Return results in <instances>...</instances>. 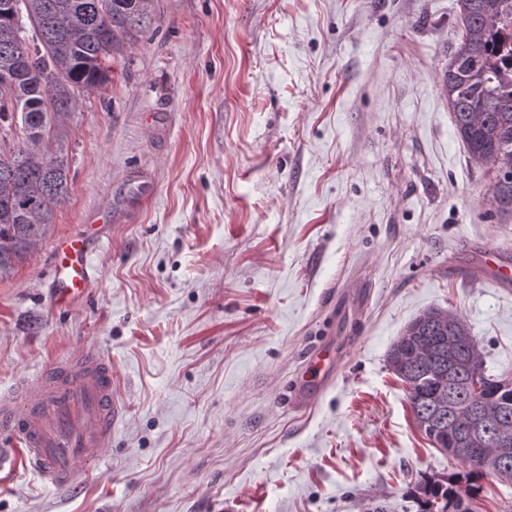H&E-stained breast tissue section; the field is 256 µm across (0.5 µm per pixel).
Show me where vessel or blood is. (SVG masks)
Returning <instances> with one entry per match:
<instances>
[{
  "instance_id": "obj_1",
  "label": "vessel or blood",
  "mask_w": 512,
  "mask_h": 512,
  "mask_svg": "<svg viewBox=\"0 0 512 512\" xmlns=\"http://www.w3.org/2000/svg\"><path fill=\"white\" fill-rule=\"evenodd\" d=\"M50 284L53 307L82 302L94 272L89 240L60 239L54 248ZM488 250L483 267L500 286L512 284V264ZM121 408L112 398V366L101 355L82 351L56 360L34 382L0 395V450L19 458L43 482L60 491L77 483V464H98L112 443V424Z\"/></svg>"
}]
</instances>
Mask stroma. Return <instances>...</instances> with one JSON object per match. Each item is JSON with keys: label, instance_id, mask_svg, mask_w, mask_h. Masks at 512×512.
Instances as JSON below:
<instances>
[{"label": "stroma", "instance_id": "1", "mask_svg": "<svg viewBox=\"0 0 512 512\" xmlns=\"http://www.w3.org/2000/svg\"><path fill=\"white\" fill-rule=\"evenodd\" d=\"M112 82L67 121L69 199L0 278V392L82 350L122 414L60 493L0 466V512H417L460 476L416 429L390 344L462 314L512 379V220L458 141L442 76L455 0H154ZM91 234L86 299L49 305L52 252ZM327 345L331 378L305 385ZM500 252L497 249H489L483 256V267L493 275L497 285L509 286L512 284V264H500Z\"/></svg>", "mask_w": 512, "mask_h": 512}]
</instances>
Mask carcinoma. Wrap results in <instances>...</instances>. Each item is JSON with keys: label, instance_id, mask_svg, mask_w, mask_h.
<instances>
[{"label": "carcinoma", "instance_id": "1", "mask_svg": "<svg viewBox=\"0 0 512 512\" xmlns=\"http://www.w3.org/2000/svg\"><path fill=\"white\" fill-rule=\"evenodd\" d=\"M153 0H24L22 17L0 7V276L27 258L69 195L64 125L77 91L110 84L106 60L152 22ZM461 36L448 57L442 93L455 133L476 166L499 175L489 202L512 214V0H455ZM457 365L456 407L440 361ZM389 369L407 385L417 428L469 468L465 480H428L419 512H476L471 480H512V380L486 373L480 341L456 311L429 308L390 345ZM482 391L474 393L471 377ZM495 426L484 441L469 433L472 405ZM452 417L454 431L435 420Z\"/></svg>", "mask_w": 512, "mask_h": 512}]
</instances>
